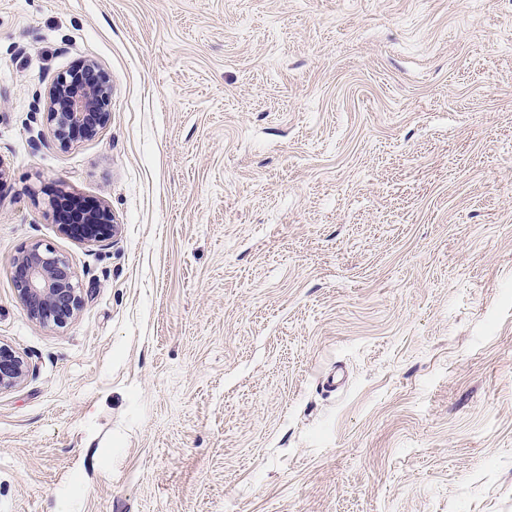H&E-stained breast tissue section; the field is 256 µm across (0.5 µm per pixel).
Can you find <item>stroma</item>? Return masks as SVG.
I'll return each instance as SVG.
<instances>
[{
	"label": "stroma",
	"mask_w": 512,
	"mask_h": 512,
	"mask_svg": "<svg viewBox=\"0 0 512 512\" xmlns=\"http://www.w3.org/2000/svg\"><path fill=\"white\" fill-rule=\"evenodd\" d=\"M0 342V512H512V0H0ZM111 99V80L94 63H80L58 75L46 95V114L60 146L68 147L77 131L90 137L106 125ZM67 199L63 196L50 201L53 214L64 233L87 244H95L112 238L115 225L112 224V214L103 205L89 207L82 215V224H69ZM14 282L31 319L62 326L82 305L69 263L52 249L34 245L13 260ZM27 373V364L5 344L0 345V390L17 385Z\"/></svg>",
	"instance_id": "stroma-1"
}]
</instances>
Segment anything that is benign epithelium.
I'll return each instance as SVG.
<instances>
[{
    "label": "benign epithelium",
    "mask_w": 512,
    "mask_h": 512,
    "mask_svg": "<svg viewBox=\"0 0 512 512\" xmlns=\"http://www.w3.org/2000/svg\"><path fill=\"white\" fill-rule=\"evenodd\" d=\"M111 99L109 76L91 62L58 75L46 95V114L60 146H69L79 131L90 137L106 125ZM50 206L61 230L87 244L109 240L115 233L112 214L103 205L87 208L79 224L69 223L66 198H54ZM13 268L18 295L31 319L62 326L79 311L81 288L69 263L52 249H24L14 258ZM26 373V362L1 344L0 390L14 387Z\"/></svg>",
    "instance_id": "7a95c632"
}]
</instances>
